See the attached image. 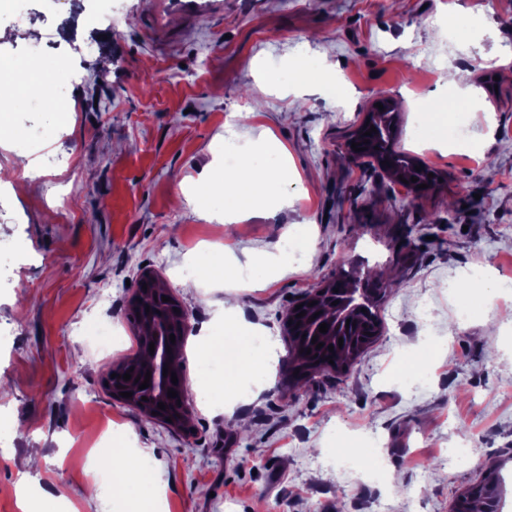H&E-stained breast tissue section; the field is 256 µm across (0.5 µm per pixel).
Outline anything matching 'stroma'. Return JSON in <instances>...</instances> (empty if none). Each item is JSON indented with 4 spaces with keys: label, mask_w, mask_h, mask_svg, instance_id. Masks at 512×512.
Masks as SVG:
<instances>
[{
    "label": "stroma",
    "mask_w": 512,
    "mask_h": 512,
    "mask_svg": "<svg viewBox=\"0 0 512 512\" xmlns=\"http://www.w3.org/2000/svg\"><path fill=\"white\" fill-rule=\"evenodd\" d=\"M31 47L50 68L67 60L59 93L71 112L17 195L7 182L22 171L18 142L54 120L43 100L20 108L0 90V239L18 248L0 288V512H21L33 448L37 490L65 495L71 512H114L89 464L109 432L147 455L165 512H451L492 463L512 475V352L501 350L512 339V0H13L0 14V55ZM301 54L325 59L338 96L270 81ZM452 66L469 72L478 101L459 115L469 143L421 145L415 109L454 101ZM488 74L497 92L482 86ZM383 98L398 108V150L442 176L427 191L344 160L348 136ZM267 136L290 154L287 205L236 224L205 218L196 198L225 143ZM450 207L452 231L402 247L406 226ZM274 223L307 225L313 247L269 282L180 285L202 253L243 265L276 251ZM475 267L504 291L460 324L446 285ZM144 270L190 315L186 382L194 340L221 324L227 296L240 321L278 343L260 392L225 411L195 405L188 434L113 400L104 383L108 365L137 348L126 314ZM357 271L402 283L378 308L379 336L346 370L295 384L281 366L291 303ZM113 326L124 342L100 356L93 340ZM425 336L442 353L416 389L393 367ZM462 427L465 457L453 460ZM340 430L380 439L384 483L339 469Z\"/></svg>",
    "instance_id": "stroma-1"
}]
</instances>
